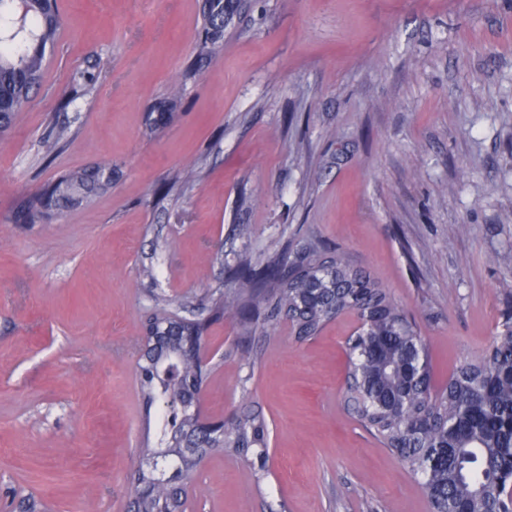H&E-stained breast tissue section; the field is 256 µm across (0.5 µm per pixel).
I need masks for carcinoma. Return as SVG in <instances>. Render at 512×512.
<instances>
[{
  "mask_svg": "<svg viewBox=\"0 0 512 512\" xmlns=\"http://www.w3.org/2000/svg\"><path fill=\"white\" fill-rule=\"evenodd\" d=\"M59 17L49 0H31L22 17L12 0H0V127H10L43 76L44 51L57 40ZM224 26L207 24L197 60L209 57ZM112 181L101 170L60 175L26 198L22 224H38L61 203L82 206L107 193ZM233 289L212 299L210 319L149 320L146 331L158 348L138 362L140 392L162 407L154 441L141 449L149 459L165 453L174 478L189 480L197 455L182 452L194 423L181 408L190 382L202 376L193 361L179 355L182 336H201L209 320L231 315L263 316L291 323L300 338L317 335L337 316L354 312L369 320L368 337L349 345V371L359 381L346 400L359 420L424 478L433 512H512L503 490L512 482V319L498 328L491 345L460 365L448 386L431 392L424 339L413 330L393 298L338 254L309 246L283 251L256 267L242 258L226 272ZM267 423L258 414L224 422V447H266ZM136 512H180L173 486L148 473L132 478Z\"/></svg>",
  "mask_w": 512,
  "mask_h": 512,
  "instance_id": "1",
  "label": "carcinoma"
}]
</instances>
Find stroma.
<instances>
[{"mask_svg":"<svg viewBox=\"0 0 512 512\" xmlns=\"http://www.w3.org/2000/svg\"><path fill=\"white\" fill-rule=\"evenodd\" d=\"M224 8L198 67L201 0H59L44 78L0 133V512H131L155 299L205 317L241 256L343 254L424 338L437 387L512 317V0ZM98 167L108 194L17 223L26 197ZM357 325L211 326L204 409L261 414L268 448L204 459L186 512H429L421 476L344 408Z\"/></svg>","mask_w":512,"mask_h":512,"instance_id":"stroma-1","label":"stroma"}]
</instances>
